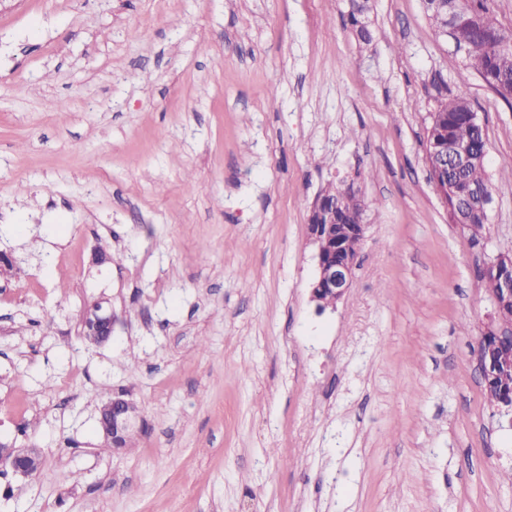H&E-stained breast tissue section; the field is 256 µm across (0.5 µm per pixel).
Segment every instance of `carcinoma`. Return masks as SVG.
<instances>
[{"mask_svg": "<svg viewBox=\"0 0 512 512\" xmlns=\"http://www.w3.org/2000/svg\"><path fill=\"white\" fill-rule=\"evenodd\" d=\"M365 5L356 3L350 13L351 25L364 42L371 33L363 21ZM427 12L434 33L452 40L455 50L462 55L464 65L471 69L482 83L512 106V30L503 27L494 15V0H428ZM437 107L430 117L426 134V151L432 152L443 138L467 142L475 154L486 145L484 128L469 120L473 112L468 98L462 93L448 96L438 91ZM440 186L447 187L448 195L465 200L474 189L487 186L485 165L477 161L458 172L443 177L430 173ZM362 223V209L353 187L339 189L330 186L311 211L309 224L328 226V253L336 247V233L344 231V224ZM512 275V268L498 272L483 270L481 277L490 294L499 288L501 275ZM480 352L492 353L498 367L492 369L485 384L488 400L496 405L512 398V344L506 343L493 350L482 346Z\"/></svg>", "mask_w": 512, "mask_h": 512, "instance_id": "carcinoma-1", "label": "carcinoma"}]
</instances>
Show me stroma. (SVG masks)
<instances>
[{
  "mask_svg": "<svg viewBox=\"0 0 512 512\" xmlns=\"http://www.w3.org/2000/svg\"><path fill=\"white\" fill-rule=\"evenodd\" d=\"M368 7L365 44L352 0L0 5V442L42 458L0 467V512H512V420L478 369L512 106L424 0ZM440 83L486 133L479 241L429 178ZM331 183L366 233L321 312ZM121 391L146 428L115 450L99 406ZM311 239L317 245V267L318 273L316 277V283L313 290V297H315L316 289L327 290L332 294H336V299L340 298L345 291L349 288L353 268L356 263L355 258H351L349 255L344 260H337L336 262H326L323 260V252L327 247V240L322 239L318 232L315 234L310 233ZM324 293L322 295L323 304H319L318 308L324 310L330 305H334L336 299L332 294ZM83 327L91 329L95 335L89 336L84 331L86 340L96 342V336H99L100 343L108 341L113 330L112 309L109 306H104L102 302L96 304L85 316ZM0 458L8 459L12 471L23 476L32 475L41 465L40 455L35 448H13L0 444Z\"/></svg>",
  "mask_w": 512,
  "mask_h": 512,
  "instance_id": "obj_1",
  "label": "stroma"
}]
</instances>
